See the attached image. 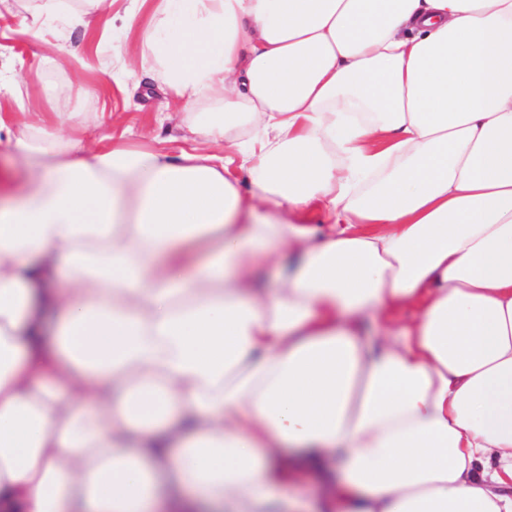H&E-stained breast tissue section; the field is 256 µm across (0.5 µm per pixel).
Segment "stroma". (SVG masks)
<instances>
[{"mask_svg":"<svg viewBox=\"0 0 512 512\" xmlns=\"http://www.w3.org/2000/svg\"><path fill=\"white\" fill-rule=\"evenodd\" d=\"M128 0H118L119 16L112 25L111 38L103 29H74L70 38V63L65 70L50 64L59 50L52 44L51 32L38 36H0V64L14 59L23 83L25 106L43 112H83L98 115L106 132L116 142L137 146H174L192 149L185 129L173 123H160L159 113L170 112L174 103L161 89L150 92H120L112 85V70L121 56L136 54L150 12L141 10L132 29H125L120 13Z\"/></svg>","mask_w":512,"mask_h":512,"instance_id":"1","label":"stroma"}]
</instances>
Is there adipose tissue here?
<instances>
[{
    "instance_id": "obj_1",
    "label": "adipose tissue",
    "mask_w": 512,
    "mask_h": 512,
    "mask_svg": "<svg viewBox=\"0 0 512 512\" xmlns=\"http://www.w3.org/2000/svg\"><path fill=\"white\" fill-rule=\"evenodd\" d=\"M141 47L217 153L0 113V512H512V0H154ZM289 494H299L308 502L317 505L324 495V487L319 478L309 471L298 468L288 487Z\"/></svg>"
}]
</instances>
